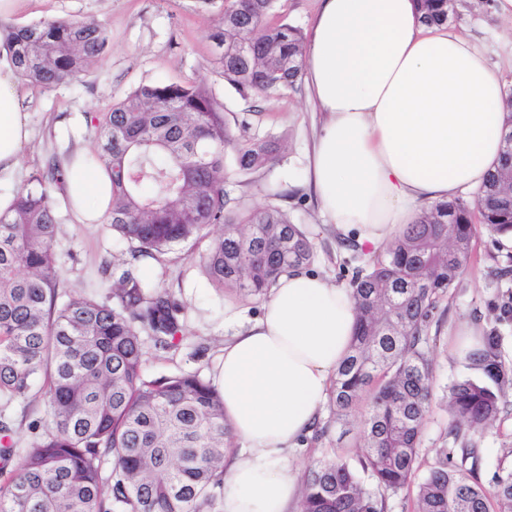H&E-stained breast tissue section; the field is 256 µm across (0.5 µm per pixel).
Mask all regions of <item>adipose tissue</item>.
Segmentation results:
<instances>
[{
    "instance_id": "ef3b65f1",
    "label": "adipose tissue",
    "mask_w": 512,
    "mask_h": 512,
    "mask_svg": "<svg viewBox=\"0 0 512 512\" xmlns=\"http://www.w3.org/2000/svg\"><path fill=\"white\" fill-rule=\"evenodd\" d=\"M303 70L324 121L308 164L322 213L375 251L424 206L479 189L504 149L507 93L485 52L426 25L416 0H322ZM30 128L17 67L0 54V178L17 169ZM63 194L79 224L111 210L105 167L74 155ZM357 323L349 288L314 271L282 275L261 312L224 343L218 390L240 448L224 461L221 512H290V463L320 417Z\"/></svg>"
}]
</instances>
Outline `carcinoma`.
<instances>
[{"label": "carcinoma", "instance_id": "obj_1", "mask_svg": "<svg viewBox=\"0 0 512 512\" xmlns=\"http://www.w3.org/2000/svg\"><path fill=\"white\" fill-rule=\"evenodd\" d=\"M276 0H224L211 33L214 67L246 101L303 88L304 37L269 21ZM427 22H447L448 0H418ZM19 77L43 88L82 81L104 54L108 32L78 19L0 25ZM97 161L112 173L108 224L131 258L156 259L209 239L208 280L246 298H267L277 279L316 260L311 233L274 205L229 196L225 158L238 173L279 162L280 140L233 132L224 104L204 81L141 85L90 117ZM56 157L30 176L0 211V460L20 455L0 485V512H211L222 493L232 444L219 391L196 374L155 380L143 370V332L168 349L182 333L170 290L123 270L112 302L63 297L51 245L63 191ZM512 234V150L504 149L477 190L422 209L416 223L357 267L350 351L332 379L336 421L357 414L359 467L342 455L321 463L304 486L300 512H385L386 495L415 488L414 512H512V468L478 481L479 449L466 433L493 426L512 390V362L496 325L479 329L465 353L473 375L448 386L449 433L417 478L432 407L429 327L439 301L467 268L477 227ZM43 379L49 422L29 448H16L6 410ZM112 461L109 474L105 461ZM371 481L374 487L366 486Z\"/></svg>", "mask_w": 512, "mask_h": 512}]
</instances>
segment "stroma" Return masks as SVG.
I'll return each mask as SVG.
<instances>
[{
  "label": "stroma",
  "instance_id": "obj_1",
  "mask_svg": "<svg viewBox=\"0 0 512 512\" xmlns=\"http://www.w3.org/2000/svg\"><path fill=\"white\" fill-rule=\"evenodd\" d=\"M223 11L224 0H21L16 12L8 16L9 24L25 26L57 18L92 21L108 30L109 41L102 62L90 69L82 82L51 89L20 83L31 140L13 177L0 182V196H13L50 156L62 159L77 147L98 149L91 115L138 86L203 78L223 102L231 129L243 126L251 134L286 140L282 158L271 171L232 176L225 184L226 191L244 197L250 205L266 206L276 202L270 194L272 188L303 190V198L288 200L285 207L294 222L306 225L314 236L317 259L313 268L329 282L347 285L358 264L355 254L341 246V233L321 216L312 194L306 191L308 154L321 114L306 91L299 95L285 91L254 107L225 84L214 70L209 39ZM450 28L479 44L506 89L512 90V34L488 0H456ZM60 214L52 251L67 293L76 296L93 288L99 295H108L129 259L127 244L109 224L75 223L65 208ZM207 247L204 240L180 246L160 260L146 259L137 267L140 276L172 292L183 316V331L173 348H156L151 336H142L147 378L196 373L216 382L224 339L235 331L224 322L225 305L234 303L247 318L257 316L261 309L260 302L209 284L200 267ZM502 267L512 268V240L479 230L466 271L434 315L430 327L437 338L433 349L434 408L424 428L419 473L428 471L440 449L452 445L445 400L449 385L467 375L459 354L463 326L497 324L505 359L512 362V275L498 277L496 271ZM11 413L17 447H29L37 426L48 419L42 396L15 404ZM319 424L327 428V435L318 441L305 437L302 448L292 454V470L298 478H306L322 460L332 457L337 445L352 451L360 446L357 419L339 425L326 406ZM471 439L482 453L479 477L482 484H489L498 466H512V405L492 428L472 434Z\"/></svg>",
  "mask_w": 512,
  "mask_h": 512
}]
</instances>
